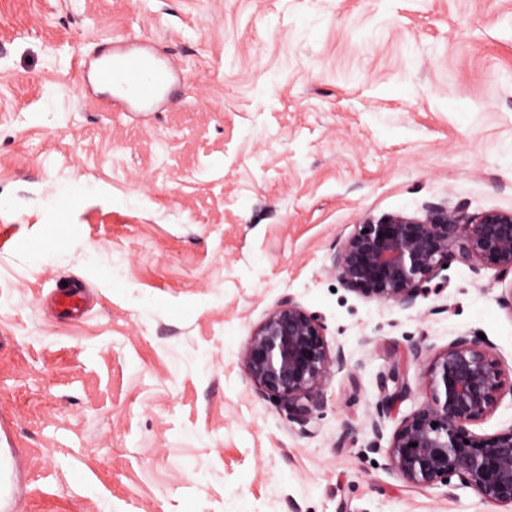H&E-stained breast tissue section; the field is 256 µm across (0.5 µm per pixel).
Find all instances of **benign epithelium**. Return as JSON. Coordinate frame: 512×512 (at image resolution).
<instances>
[{
  "label": "benign epithelium",
  "mask_w": 512,
  "mask_h": 512,
  "mask_svg": "<svg viewBox=\"0 0 512 512\" xmlns=\"http://www.w3.org/2000/svg\"><path fill=\"white\" fill-rule=\"evenodd\" d=\"M459 262L495 268L499 281L512 275V210L491 209L476 216L460 208L431 207L421 217L402 213L369 219L336 247L332 271L351 291L403 308L441 290L430 287L444 267ZM322 318L288 295L256 326L239 353L255 393L277 398L288 419L306 426L324 405L323 385L331 369L348 361L343 347L331 350ZM423 362L425 400L403 417L385 448L392 470L416 486L470 488L484 500L512 506V426L477 434L470 426L493 413L512 381L477 337L459 336L430 354L417 345ZM393 405L410 396L396 371ZM459 484H451L452 479Z\"/></svg>",
  "instance_id": "benign-epithelium-1"
}]
</instances>
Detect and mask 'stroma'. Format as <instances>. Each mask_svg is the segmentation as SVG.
<instances>
[{"label": "stroma", "mask_w": 512, "mask_h": 512, "mask_svg": "<svg viewBox=\"0 0 512 512\" xmlns=\"http://www.w3.org/2000/svg\"><path fill=\"white\" fill-rule=\"evenodd\" d=\"M139 43L181 81L116 114L82 65ZM512 209V0H0V440L15 512H512L376 449L424 399L413 348L484 335L490 267L409 309L332 271L357 224ZM63 281L93 295L55 319ZM346 369L307 427L238 355L282 296ZM399 369L412 395L387 407Z\"/></svg>", "instance_id": "obj_1"}]
</instances>
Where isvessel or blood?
Returning a JSON list of instances; mask_svg holds the SVG:
<instances>
[{"instance_id":"vessel-or-blood-1","label":"vessel or blood","mask_w":512,"mask_h":512,"mask_svg":"<svg viewBox=\"0 0 512 512\" xmlns=\"http://www.w3.org/2000/svg\"><path fill=\"white\" fill-rule=\"evenodd\" d=\"M95 79L101 86L112 88V106L116 111L129 112L153 102L169 87L172 67L150 53L123 49L108 53L98 65ZM88 299V294L80 290H64L56 295L57 305L70 314L80 312ZM13 456V449L0 448V512H13Z\"/></svg>"}]
</instances>
